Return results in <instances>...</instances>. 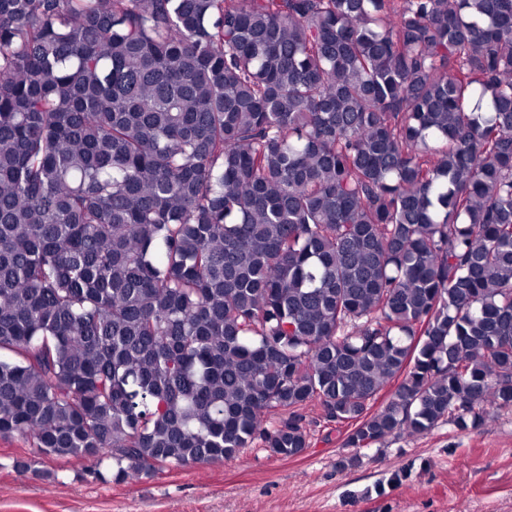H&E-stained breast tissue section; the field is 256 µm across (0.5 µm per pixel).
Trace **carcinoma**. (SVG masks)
<instances>
[{
    "label": "carcinoma",
    "instance_id": "1",
    "mask_svg": "<svg viewBox=\"0 0 512 512\" xmlns=\"http://www.w3.org/2000/svg\"><path fill=\"white\" fill-rule=\"evenodd\" d=\"M315 401L512 407V0H0V438L127 483Z\"/></svg>",
    "mask_w": 512,
    "mask_h": 512
}]
</instances>
